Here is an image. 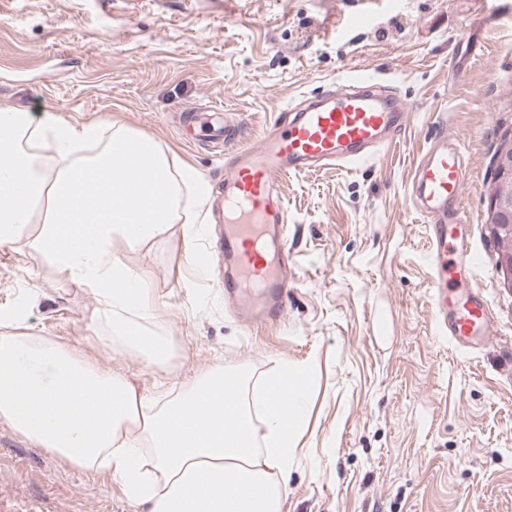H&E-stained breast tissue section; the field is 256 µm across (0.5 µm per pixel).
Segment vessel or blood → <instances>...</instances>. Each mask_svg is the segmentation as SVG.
Instances as JSON below:
<instances>
[{
	"label": "vessel or blood",
	"instance_id": "vessel-or-blood-1",
	"mask_svg": "<svg viewBox=\"0 0 512 512\" xmlns=\"http://www.w3.org/2000/svg\"><path fill=\"white\" fill-rule=\"evenodd\" d=\"M414 107L381 82L353 74L339 94L279 114L260 143L235 152L217 187L224 233L213 249L224 259V298L249 322L283 317L291 279L286 248L288 177L320 166L352 169L390 145ZM465 155L456 139L436 136L412 175L417 211L429 220L426 264L431 310L440 335L459 348H483L493 334L490 306L475 276L479 264L455 231L464 226Z\"/></svg>",
	"mask_w": 512,
	"mask_h": 512
}]
</instances>
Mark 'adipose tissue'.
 Returning <instances> with one entry per match:
<instances>
[{
  "label": "adipose tissue",
  "instance_id": "1",
  "mask_svg": "<svg viewBox=\"0 0 512 512\" xmlns=\"http://www.w3.org/2000/svg\"><path fill=\"white\" fill-rule=\"evenodd\" d=\"M138 145L146 174L129 182ZM170 159L145 134L104 122L34 124L0 102V249L41 254L96 302L107 344L136 349L166 372L170 343L148 290L125 256L169 224L199 217ZM300 369L281 365L267 383L276 399L244 388L243 370L216 367L187 387L146 395L72 350L26 331L0 335V422L64 457L107 472L145 512H284L288 466L301 426ZM139 440H132L131 430Z\"/></svg>",
  "mask_w": 512,
  "mask_h": 512
}]
</instances>
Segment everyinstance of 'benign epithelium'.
<instances>
[{"instance_id": "7a95c632", "label": "benign epithelium", "mask_w": 512, "mask_h": 512, "mask_svg": "<svg viewBox=\"0 0 512 512\" xmlns=\"http://www.w3.org/2000/svg\"><path fill=\"white\" fill-rule=\"evenodd\" d=\"M487 223L501 243L498 271L505 287L512 289V136L502 139L498 171L488 207Z\"/></svg>"}]
</instances>
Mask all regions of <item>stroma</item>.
<instances>
[{
    "label": "stroma",
    "mask_w": 512,
    "mask_h": 512,
    "mask_svg": "<svg viewBox=\"0 0 512 512\" xmlns=\"http://www.w3.org/2000/svg\"><path fill=\"white\" fill-rule=\"evenodd\" d=\"M468 47H460L462 37ZM373 75L417 107L374 158L289 178L293 288L281 320L253 328L224 300L216 195L204 221L170 225L127 255L155 305L183 386L214 366L263 383L310 367L288 471V512H512V291L486 224L495 151L512 132V0H0V99L35 121L98 120L147 134L207 184L224 151L184 113L221 108L235 147L274 117ZM468 160L465 232L496 334L469 353L437 333L427 220L409 194L436 126ZM97 303L38 253L0 254V319L77 349L154 393L162 377L94 336ZM0 512H142L106 472L84 473L0 422Z\"/></svg>",
    "instance_id": "obj_1"
}]
</instances>
